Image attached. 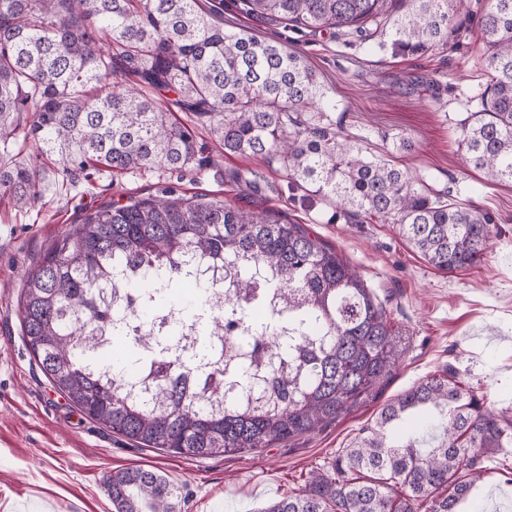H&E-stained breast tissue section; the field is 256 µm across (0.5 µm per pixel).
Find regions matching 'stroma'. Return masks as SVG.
Listing matches in <instances>:
<instances>
[{
  "label": "stroma",
  "mask_w": 512,
  "mask_h": 512,
  "mask_svg": "<svg viewBox=\"0 0 512 512\" xmlns=\"http://www.w3.org/2000/svg\"><path fill=\"white\" fill-rule=\"evenodd\" d=\"M483 6V0H457V47L416 56L379 50L345 32H296L241 12L238 0H224L221 17L225 28H243L299 51L335 100L344 128L370 152L429 174L436 189L471 200L492 217L501 238L466 271L436 270L395 225L337 216L335 206L291 189L261 158L224 156L202 127L197 140L208 159L204 169L101 174L72 186L49 179L41 205L31 211L0 199V512H112L105 476L139 466L160 471L180 488V512H257L298 490L311 469L332 461L381 404L448 368L480 387L496 410L512 409V184H485L467 166L455 131L470 110L467 96L487 81L476 42ZM397 135L411 139L413 149L394 148ZM243 172L251 173L256 190L241 191L236 176ZM166 186L187 197L285 213L361 273L400 333L398 363L372 400L294 442L186 459L133 446L84 417L52 386L22 338L19 298L27 274L84 215ZM485 466L477 489L483 512H512V484L500 475L497 458L489 457Z\"/></svg>",
  "instance_id": "35a3bbf8"
}]
</instances>
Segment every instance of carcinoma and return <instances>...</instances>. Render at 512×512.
<instances>
[{
  "label": "carcinoma",
  "mask_w": 512,
  "mask_h": 512,
  "mask_svg": "<svg viewBox=\"0 0 512 512\" xmlns=\"http://www.w3.org/2000/svg\"><path fill=\"white\" fill-rule=\"evenodd\" d=\"M248 14L310 33L344 31L417 55L458 43L452 0H240ZM202 0H0V194L20 210L56 174L179 170L193 131L142 90L209 127L226 156L276 163L288 183L345 215L398 225L434 268L493 248L492 218L423 174L368 153L336 122L303 55L226 30ZM488 73L459 122L470 167L512 183V0L478 20ZM92 89L91 94L85 88ZM37 153H22L28 144ZM224 268L214 277L195 264ZM25 344L87 418L142 448L207 458L274 448L365 402L398 361L373 288L303 224L275 211L170 188L109 204L62 235L28 273ZM194 335L197 352L180 345ZM512 457V420L452 370L428 375L373 425L261 512H459L483 458ZM113 512H177L180 489L135 467L106 478Z\"/></svg>",
  "instance_id": "carcinoma-1"
}]
</instances>
